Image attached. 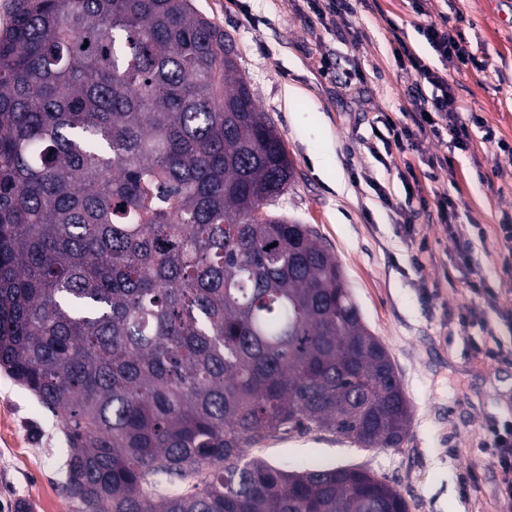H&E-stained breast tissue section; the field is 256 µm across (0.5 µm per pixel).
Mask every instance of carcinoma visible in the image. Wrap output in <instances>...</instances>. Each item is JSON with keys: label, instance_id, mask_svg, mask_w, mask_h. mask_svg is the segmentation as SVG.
<instances>
[{"label": "carcinoma", "instance_id": "carcinoma-1", "mask_svg": "<svg viewBox=\"0 0 512 512\" xmlns=\"http://www.w3.org/2000/svg\"><path fill=\"white\" fill-rule=\"evenodd\" d=\"M231 39L193 0H11L0 30V369L61 419L75 512H409L363 466L410 403ZM87 48H82V45Z\"/></svg>", "mask_w": 512, "mask_h": 512}]
</instances>
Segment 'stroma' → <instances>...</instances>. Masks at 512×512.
I'll list each match as a JSON object with an SVG mask.
<instances>
[{
	"instance_id": "stroma-1",
	"label": "stroma",
	"mask_w": 512,
	"mask_h": 512,
	"mask_svg": "<svg viewBox=\"0 0 512 512\" xmlns=\"http://www.w3.org/2000/svg\"><path fill=\"white\" fill-rule=\"evenodd\" d=\"M413 0H367L343 35L324 28L306 0H195L197 9L234 40L256 104L280 133L295 178L276 208L313 225L335 256L371 332L380 338L411 402L404 443L366 451L332 434L312 432L269 440L249 453L304 468L313 464L363 466L395 485L410 512H512L501 490L504 474L482 442L491 421L512 418V363L474 357L473 348L508 336L512 272L504 248H475L469 268L456 265V244L473 225L495 233L512 224V0H427L433 21H447L468 49L485 58L487 72L438 59L415 25ZM406 32L426 62L448 73L466 109L460 122L468 146L425 137L420 150L386 159L365 142L382 129V114L410 105L415 74L393 56L388 22ZM338 77H323L322 58ZM493 127L487 143L474 117ZM507 149H500V142ZM453 162L440 167V159ZM419 183L406 186L407 168ZM382 185L408 203L411 224L383 207ZM444 193L457 206L453 225L422 211L407 195ZM487 277L499 293L486 326L461 327L459 313L483 301L466 289ZM66 441L62 425L37 399L0 371V512L18 502L33 512H75L64 490Z\"/></svg>"
}]
</instances>
